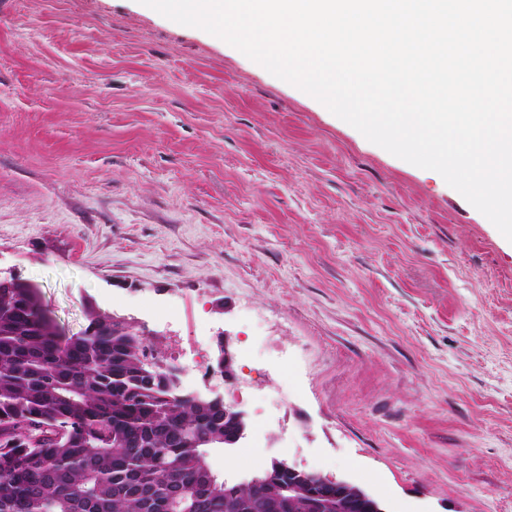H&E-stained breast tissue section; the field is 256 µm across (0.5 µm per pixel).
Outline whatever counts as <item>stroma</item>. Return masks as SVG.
Returning a JSON list of instances; mask_svg holds the SVG:
<instances>
[{
    "mask_svg": "<svg viewBox=\"0 0 512 512\" xmlns=\"http://www.w3.org/2000/svg\"><path fill=\"white\" fill-rule=\"evenodd\" d=\"M0 272L70 335L140 319L193 390L231 337L242 476L512 512V242L442 176L140 0H0Z\"/></svg>",
    "mask_w": 512,
    "mask_h": 512,
    "instance_id": "stroma-1",
    "label": "stroma"
}]
</instances>
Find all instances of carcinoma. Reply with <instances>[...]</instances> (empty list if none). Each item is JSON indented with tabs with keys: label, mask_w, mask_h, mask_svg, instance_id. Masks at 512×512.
<instances>
[{
	"label": "carcinoma",
	"mask_w": 512,
	"mask_h": 512,
	"mask_svg": "<svg viewBox=\"0 0 512 512\" xmlns=\"http://www.w3.org/2000/svg\"><path fill=\"white\" fill-rule=\"evenodd\" d=\"M86 321L58 336L36 289L0 280V512H336L334 488L286 499V469L224 482L207 464L240 442L224 402L176 399L138 334L90 302Z\"/></svg>",
	"instance_id": "1"
}]
</instances>
